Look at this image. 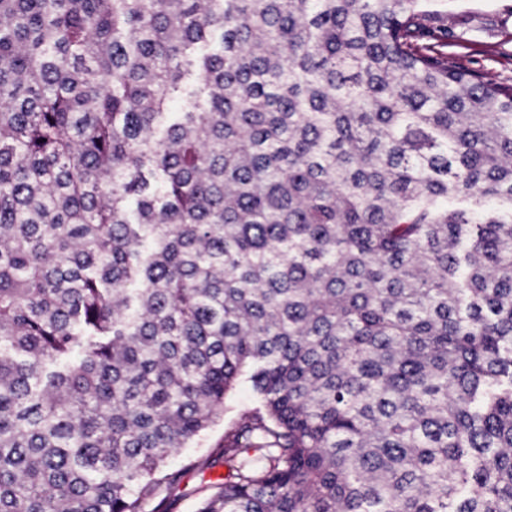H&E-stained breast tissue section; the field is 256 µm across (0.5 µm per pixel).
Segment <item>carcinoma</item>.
<instances>
[{
    "mask_svg": "<svg viewBox=\"0 0 512 512\" xmlns=\"http://www.w3.org/2000/svg\"><path fill=\"white\" fill-rule=\"evenodd\" d=\"M424 2L0 0V512H167L244 380L199 512H512V79ZM253 408L252 394L245 384L239 385L225 400L224 418L205 431L189 448H181L167 464L168 469H186L180 485L168 491V512H199L201 503L217 492V484L226 469L213 463L219 445L224 440V431L246 411Z\"/></svg>",
    "mask_w": 512,
    "mask_h": 512,
    "instance_id": "1",
    "label": "carcinoma"
}]
</instances>
